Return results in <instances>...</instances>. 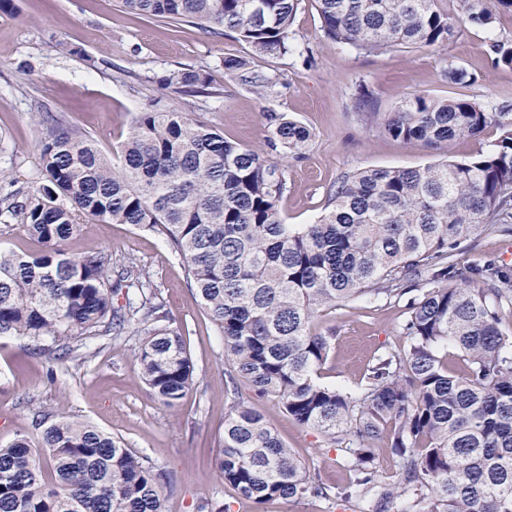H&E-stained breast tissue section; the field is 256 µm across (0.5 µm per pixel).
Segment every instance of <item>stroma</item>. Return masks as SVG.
<instances>
[{"instance_id": "1", "label": "stroma", "mask_w": 512, "mask_h": 512, "mask_svg": "<svg viewBox=\"0 0 512 512\" xmlns=\"http://www.w3.org/2000/svg\"><path fill=\"white\" fill-rule=\"evenodd\" d=\"M294 51L257 56L232 35L214 34L187 22L144 20L119 0H13L0 10V203L27 192L41 178V130L36 112L50 113L90 135L104 155L125 138L135 113L157 101L221 131L225 138L263 150L283 170L287 189L279 208L289 224H309L328 209L331 189L347 173L374 168L417 167L443 159L466 160L498 137L496 126L479 136L457 137L431 149L402 142L366 121L358 107L369 91L378 111L393 110L410 94L466 96L485 109L512 101V67L494 66L491 45L512 42V12L493 28H469L447 47H394L365 54L325 36L314 0H303L291 27ZM71 51L61 55L58 44ZM229 56L249 58L272 86L265 95L225 74ZM457 64L471 73L467 85L448 82L442 70ZM206 73L208 93L164 86L160 77L182 69ZM277 112L307 127L312 141L302 156L269 150L265 113ZM74 257L111 253L133 259L160 292L174 325L190 332L193 384L177 405L155 398L141 379L136 336H98L53 367L19 341H0V444L24 434L37 441L34 408L63 411L110 434L166 471L163 512H197L205 499L228 512H329L314 500L241 499L218 477L216 458L224 436L227 393L224 342L194 287L183 259L159 233L129 224L83 222L65 244ZM496 260L512 267V237L480 234L457 256L460 267ZM402 305L359 300L324 312L318 329H334L333 353L322 366V383L354 389L364 383L375 357L402 346ZM268 424L324 482L343 486L349 474L342 453L324 448L321 437L299 427L267 399L255 402Z\"/></svg>"}]
</instances>
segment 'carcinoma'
<instances>
[{
  "label": "carcinoma",
  "mask_w": 512,
  "mask_h": 512,
  "mask_svg": "<svg viewBox=\"0 0 512 512\" xmlns=\"http://www.w3.org/2000/svg\"><path fill=\"white\" fill-rule=\"evenodd\" d=\"M302 0H121L147 20L190 22L236 35L258 54L285 56ZM315 0L324 34L367 53L395 46L444 47L466 26L493 27L512 0ZM512 67V44L492 45ZM224 71L261 95L270 78L244 57ZM190 93L210 81L196 70L161 77ZM370 117L387 135L434 148L495 125L492 148L461 162L370 169L336 185L329 211L287 224L278 203L282 170L264 153L157 103L136 114L118 162L93 138L41 118L45 179L0 216L17 217L39 252L0 250V338L64 362L86 340L132 329L152 394L174 405L193 382L189 332L172 326L150 277L134 262L112 278V255L72 257L65 242L79 218L148 227L187 265L224 341L234 399L224 419L218 475L243 499L350 503L354 512H512V268L468 270L455 256L474 236L512 234V104L489 112L465 98L416 93ZM271 147L299 154L303 125L266 113ZM137 292L114 297L125 283ZM356 300L403 302L405 346L388 349L354 391L316 380L333 337L311 329L323 312ZM280 403L298 425L344 452L347 487L333 490L288 448L239 391ZM395 479L379 478L382 439ZM163 472L88 422L61 413L40 446L0 445V512H162Z\"/></svg>",
  "instance_id": "cac0c4a2"
}]
</instances>
